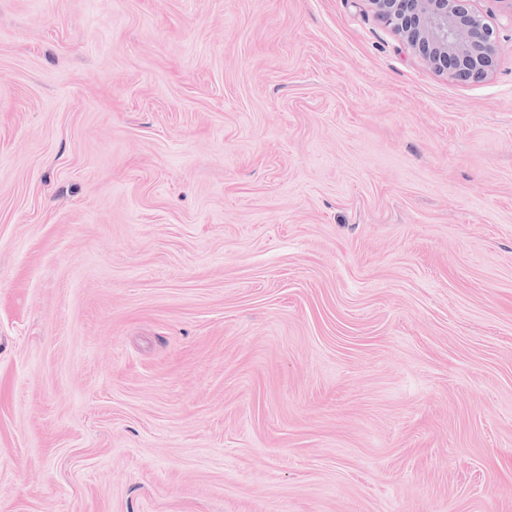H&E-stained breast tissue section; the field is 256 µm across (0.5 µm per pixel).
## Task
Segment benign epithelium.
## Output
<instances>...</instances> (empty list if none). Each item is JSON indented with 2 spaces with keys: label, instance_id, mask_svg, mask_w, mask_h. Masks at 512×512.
Instances as JSON below:
<instances>
[{
  "label": "benign epithelium",
  "instance_id": "1",
  "mask_svg": "<svg viewBox=\"0 0 512 512\" xmlns=\"http://www.w3.org/2000/svg\"><path fill=\"white\" fill-rule=\"evenodd\" d=\"M378 20L431 67L461 83H478L496 68L498 28L480 0H368Z\"/></svg>",
  "mask_w": 512,
  "mask_h": 512
}]
</instances>
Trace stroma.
I'll return each instance as SVG.
<instances>
[{
    "label": "stroma",
    "mask_w": 512,
    "mask_h": 512,
    "mask_svg": "<svg viewBox=\"0 0 512 512\" xmlns=\"http://www.w3.org/2000/svg\"><path fill=\"white\" fill-rule=\"evenodd\" d=\"M0 512H512V29L0 0ZM511 0H368L378 20L440 73L461 83H478L496 68L498 28L476 5Z\"/></svg>",
    "instance_id": "1"
}]
</instances>
